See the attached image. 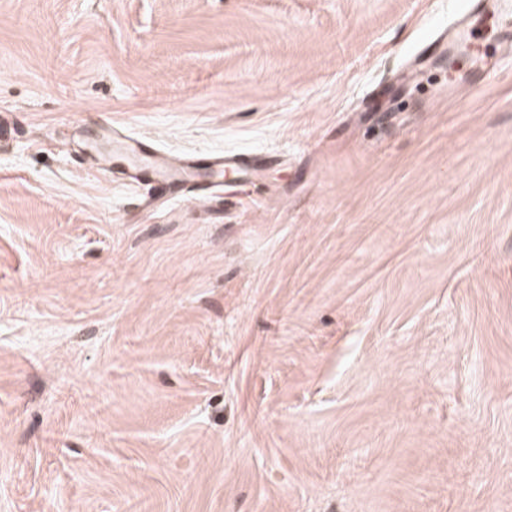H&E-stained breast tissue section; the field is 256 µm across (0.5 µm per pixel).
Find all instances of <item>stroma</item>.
<instances>
[{"mask_svg":"<svg viewBox=\"0 0 512 512\" xmlns=\"http://www.w3.org/2000/svg\"><path fill=\"white\" fill-rule=\"evenodd\" d=\"M453 0H0V512H512V62ZM112 124L250 193L78 167ZM107 130L112 133L117 150L128 161L126 168L118 169L122 172H132L128 178L136 181L148 180L152 185V192L143 201L146 207H153L159 199L169 195L166 199L176 197L173 194L177 186L172 183L173 176L185 168L206 169L214 180L207 183H195L180 187V190L193 192L202 198H209L216 194L222 186L219 181L224 172L230 170L236 175H252L262 168L265 159L252 151L220 152L208 151L204 153L193 152L185 160H173L168 154L161 151L157 144L151 140L138 138L132 135L118 137L112 125ZM150 158V164H140L144 158Z\"/></svg>","mask_w":512,"mask_h":512,"instance_id":"35a3bbf8","label":"stroma"}]
</instances>
